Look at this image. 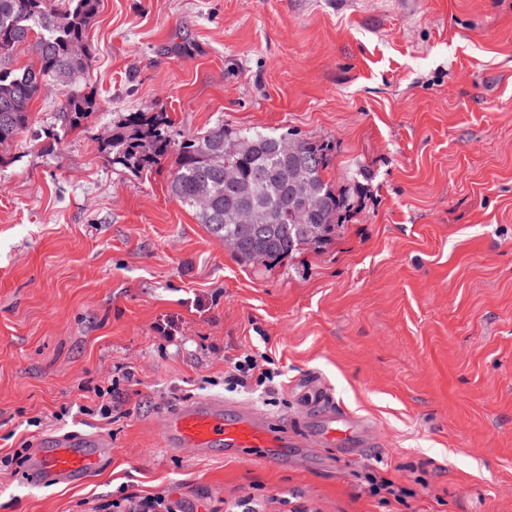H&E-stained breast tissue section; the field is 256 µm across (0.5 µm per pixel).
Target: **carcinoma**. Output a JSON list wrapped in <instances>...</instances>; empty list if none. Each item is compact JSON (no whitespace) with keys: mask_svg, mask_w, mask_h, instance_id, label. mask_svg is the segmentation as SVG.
I'll return each mask as SVG.
<instances>
[{"mask_svg":"<svg viewBox=\"0 0 512 512\" xmlns=\"http://www.w3.org/2000/svg\"><path fill=\"white\" fill-rule=\"evenodd\" d=\"M100 0H70L66 11L53 0H0V146L10 145L29 124L32 102L57 91L60 127L76 130L95 107L84 92L83 79L92 58L87 30L98 13ZM19 46L34 56V63L12 69L6 59ZM295 139L296 152L311 162L310 203L318 208L311 223H303L284 170L289 158L280 141ZM238 142L235 155L224 152L226 139ZM104 158L135 173L150 170L169 157L175 169L171 193L195 210L210 233L233 243V254L243 263L260 253L266 260L293 254L302 246L322 243L344 224L348 197L324 177L328 145L293 133L274 135L250 128L231 130L218 124L200 135H172V120L165 112L145 116L131 112L101 140ZM237 171V184L224 182V170ZM251 202L252 224L224 223V205Z\"/></svg>","mask_w":512,"mask_h":512,"instance_id":"cac0c4a2","label":"carcinoma"}]
</instances>
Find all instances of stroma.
Returning a JSON list of instances; mask_svg holds the SVG:
<instances>
[{
    "mask_svg": "<svg viewBox=\"0 0 512 512\" xmlns=\"http://www.w3.org/2000/svg\"><path fill=\"white\" fill-rule=\"evenodd\" d=\"M87 37L84 127L43 96L0 148V457L71 431L108 453L73 485L0 467V512H512V0H101ZM161 111L181 134L328 144L326 179L360 186L344 224L241 264L173 197L172 163L101 154L126 115ZM246 351L274 360L272 392L225 386ZM313 378L369 446L160 444L162 415L202 398L302 435Z\"/></svg>",
    "mask_w": 512,
    "mask_h": 512,
    "instance_id": "obj_1",
    "label": "stroma"
}]
</instances>
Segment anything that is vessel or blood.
Instances as JSON below:
<instances>
[{
    "label": "vessel or blood",
    "mask_w": 512,
    "mask_h": 512,
    "mask_svg": "<svg viewBox=\"0 0 512 512\" xmlns=\"http://www.w3.org/2000/svg\"><path fill=\"white\" fill-rule=\"evenodd\" d=\"M311 390L316 405L307 422V441L336 447L345 455L371 443L367 420L336 405L325 387L315 384ZM161 441L164 447L189 448L201 455L218 447L233 453L249 448L254 458L264 461L287 452L289 446L287 426L212 398L190 401L164 414ZM105 453L98 440L80 433L54 439L37 451L35 481L56 485L86 480L100 467Z\"/></svg>",
    "instance_id": "vessel-or-blood-1"
}]
</instances>
